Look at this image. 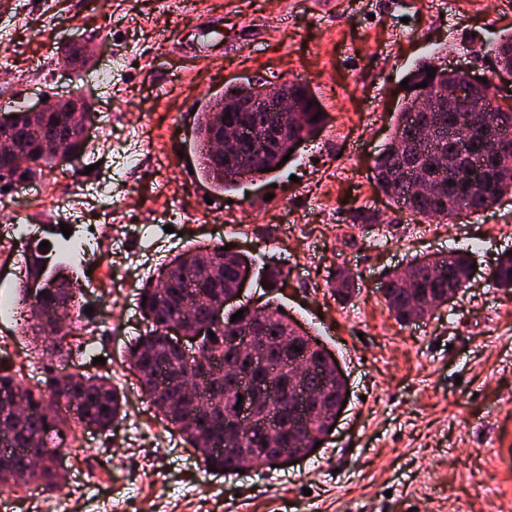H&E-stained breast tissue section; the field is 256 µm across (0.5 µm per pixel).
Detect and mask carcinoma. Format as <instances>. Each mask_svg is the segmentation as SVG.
<instances>
[{"label":"carcinoma","mask_w":512,"mask_h":512,"mask_svg":"<svg viewBox=\"0 0 512 512\" xmlns=\"http://www.w3.org/2000/svg\"><path fill=\"white\" fill-rule=\"evenodd\" d=\"M489 51L494 53L497 63L512 66V34L500 36L490 41ZM467 74L435 71V76L427 77V72L418 76V82L427 83L429 90L464 82ZM281 95L295 100L304 107L305 133L288 131V136L280 139L264 154L263 163L254 168L248 161L249 151L242 149L237 161L235 175L220 178L203 157L198 176L215 193H223L247 183L254 177L263 176L261 169L280 165L282 157L300 144L302 136L312 137L321 121L314 117L321 111L318 101L305 85L290 82L280 88H268L256 81L240 86L229 98H256L261 101L271 96ZM224 97L208 100L202 111L195 113L198 130L203 131L220 115ZM414 99L402 104L391 141L374 158V179L377 189L391 199L400 210H406L423 219L455 218L454 205L461 203L466 211L478 213L495 205L502 196L512 194V111L499 112L497 123L505 135L507 148L504 155L489 161H480L477 153L467 157V163L458 162L459 153L455 150L454 139L448 137V130L455 126L457 116L465 109L454 111L448 102L436 107L432 112H419L412 118ZM15 113L16 120L0 124V136L17 137L25 141L33 154L35 167L18 172L7 165L0 166V189L32 179L45 167L54 164V158L40 150L39 139L44 134L57 133L62 127V118L49 114L30 120L18 109L6 108L3 114ZM422 122L430 129V135H417L416 122ZM71 239L62 238L48 250L39 248L41 240H31L24 245L25 270L20 273L18 294L14 303L28 309L35 306L47 320H52L56 303L70 309L80 306L79 323H67L62 330L51 336L58 355H71L76 352L86 354V348L79 345L72 348L67 338L76 330L89 327L91 320L84 313L86 304L80 303L82 262L63 255L71 252ZM471 267L470 253L466 249H456L446 256L413 259L408 268L410 283L401 281L398 273L386 276L381 291L390 314L400 323H411L421 318L415 303H448V287H466L464 276ZM169 274L167 282L160 276ZM242 274V268L231 254L221 250L219 245L191 247L176 254L151 276L138 293V306L150 329L137 336L128 347L129 367L139 368L141 388L149 395L153 405L163 420L171 424L183 441L194 449L204 467H214L218 471L228 470L234 474L240 459L224 455L217 448V441L229 435V441L241 448H257L262 444L264 434L256 430L248 438L234 433V421L229 410L230 401L239 391L224 380L226 341L234 336L245 335L244 329L250 323V313L233 321L231 316H213L209 309L200 310L197 321L211 324L215 338L205 336L206 357L211 361L208 376L202 382L199 394L194 399L176 397L172 383L187 371L182 353L168 340L169 324L179 316L181 303L197 295L215 298L224 295V289L232 286ZM37 278L48 281L62 278L67 289L43 288L42 294L32 292L31 283ZM492 283L506 290L512 289V253L502 254L490 271ZM63 376L57 374L48 378L44 386L35 389L23 383L8 360L0 361V441L5 442L8 453L0 454V484L11 487L18 485L17 478H24V485L44 484L55 486L57 468L51 462L59 460L64 448L60 439L63 428L73 425L97 433H108L123 421L124 406L122 394L106 375L75 373L72 378L61 383ZM309 389L324 388L331 395L338 394L332 367L324 362L305 379ZM54 395L66 402L72 415L57 412L47 414L45 396ZM262 408L255 415L263 418L273 413L284 423H291L297 417L298 402L293 395L279 398L273 406L267 405L266 397L255 393ZM24 404L28 416L23 420L15 418L14 409ZM40 456L42 465L32 468L30 454Z\"/></svg>","instance_id":"1"}]
</instances>
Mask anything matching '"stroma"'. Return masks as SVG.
Listing matches in <instances>:
<instances>
[{"mask_svg": "<svg viewBox=\"0 0 512 512\" xmlns=\"http://www.w3.org/2000/svg\"><path fill=\"white\" fill-rule=\"evenodd\" d=\"M512 33V0H0V102L35 104L80 93L92 105L91 157L13 185L19 222L53 239L63 222L49 198L72 196L96 224L109 192L112 240L86 301L97 331L84 356L48 359L0 318V354L24 383L63 371L112 376L126 419L110 436L78 431L62 460L73 495L46 489L33 506L9 489L7 512H501L512 503V293L489 273L512 251V194L453 223L425 222L378 192L373 159L390 141L402 87L419 63L493 79L512 105V78L482 50ZM94 54L69 68L70 47ZM112 71L101 88L97 72ZM264 79L309 86L324 112L314 137L275 173L205 208L191 174L192 110L210 95ZM153 137L141 166L115 168L121 141L144 122ZM376 224H351L353 211ZM219 244L253 260L243 297L278 303L334 356L350 395L316 454L238 475L205 472L193 448L146 400L126 361L146 329L137 293L152 267L193 244ZM464 248L477 268L467 288L424 319L398 323L381 292L413 258ZM355 294L336 300V270Z\"/></svg>", "mask_w": 512, "mask_h": 512, "instance_id": "35a3bbf8", "label": "stroma"}]
</instances>
